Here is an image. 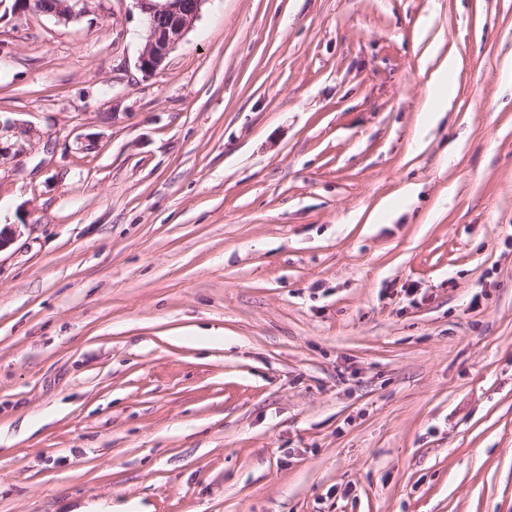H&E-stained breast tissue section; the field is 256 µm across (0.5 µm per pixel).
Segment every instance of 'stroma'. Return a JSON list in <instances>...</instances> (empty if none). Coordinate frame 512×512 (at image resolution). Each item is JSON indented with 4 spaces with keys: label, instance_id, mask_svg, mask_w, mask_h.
<instances>
[{
    "label": "stroma",
    "instance_id": "stroma-1",
    "mask_svg": "<svg viewBox=\"0 0 512 512\" xmlns=\"http://www.w3.org/2000/svg\"><path fill=\"white\" fill-rule=\"evenodd\" d=\"M145 30L0 6V512H512V0ZM458 62L455 56L448 55V59L443 63L442 67L437 70L430 81L429 96L432 100V106L422 112V120L426 123L434 119L435 113L443 112V104L448 95L453 93V86L448 80V76L457 68ZM448 89V94L446 93Z\"/></svg>",
    "mask_w": 512,
    "mask_h": 512
}]
</instances>
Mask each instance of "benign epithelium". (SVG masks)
Instances as JSON below:
<instances>
[{"label":"benign epithelium","instance_id":"obj_1","mask_svg":"<svg viewBox=\"0 0 512 512\" xmlns=\"http://www.w3.org/2000/svg\"><path fill=\"white\" fill-rule=\"evenodd\" d=\"M88 0H13L12 10L52 15L68 20L80 14L77 6ZM204 0H136L147 17L144 48L138 68L146 76L155 73L169 52L194 26Z\"/></svg>","mask_w":512,"mask_h":512}]
</instances>
